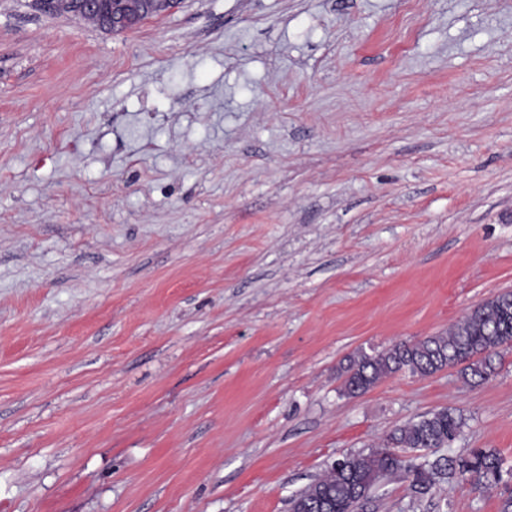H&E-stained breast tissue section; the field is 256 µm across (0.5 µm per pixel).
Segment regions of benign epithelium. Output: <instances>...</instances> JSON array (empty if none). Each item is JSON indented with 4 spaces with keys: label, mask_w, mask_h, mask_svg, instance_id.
Returning a JSON list of instances; mask_svg holds the SVG:
<instances>
[{
    "label": "benign epithelium",
    "mask_w": 512,
    "mask_h": 512,
    "mask_svg": "<svg viewBox=\"0 0 512 512\" xmlns=\"http://www.w3.org/2000/svg\"><path fill=\"white\" fill-rule=\"evenodd\" d=\"M179 3L180 0H67L70 12L95 21L108 32L127 29L135 12L165 13Z\"/></svg>",
    "instance_id": "obj_1"
}]
</instances>
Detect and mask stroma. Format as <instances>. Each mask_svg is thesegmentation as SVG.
Returning <instances> with one entry per match:
<instances>
[{
	"label": "stroma",
	"mask_w": 512,
	"mask_h": 512,
	"mask_svg": "<svg viewBox=\"0 0 512 512\" xmlns=\"http://www.w3.org/2000/svg\"><path fill=\"white\" fill-rule=\"evenodd\" d=\"M512 290V0H0V512H288L442 406L512 468V351L342 392ZM377 483L358 512H502ZM181 0H69L70 13L92 19L108 32L126 30L134 12L159 14L172 11Z\"/></svg>",
	"instance_id": "35a3bbf8"
}]
</instances>
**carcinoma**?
Masks as SVG:
<instances>
[{"label":"carcinoma","mask_w":512,"mask_h":512,"mask_svg":"<svg viewBox=\"0 0 512 512\" xmlns=\"http://www.w3.org/2000/svg\"><path fill=\"white\" fill-rule=\"evenodd\" d=\"M512 348V291L488 298L465 313L448 331L400 341L375 354L361 353L341 368L342 390L359 395L398 372L427 377L449 367L467 384L478 385L498 373L503 352ZM464 419L443 407L396 426L383 448L348 454L333 461L304 490L290 499V512H357L382 479L398 476L417 496L448 481L461 488L489 490L504 482L503 460L492 448L466 456L406 458L394 449L450 447L463 433Z\"/></svg>","instance_id":"obj_1"}]
</instances>
